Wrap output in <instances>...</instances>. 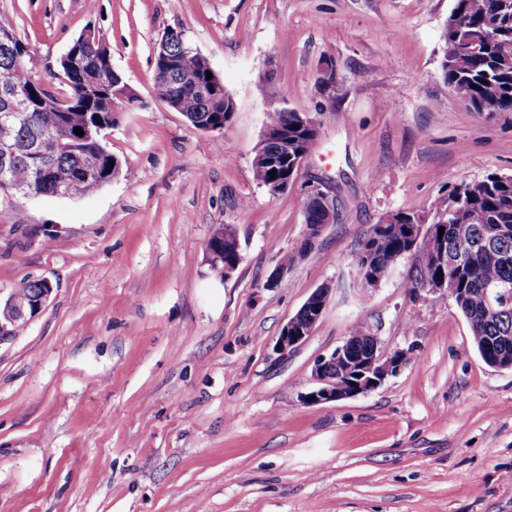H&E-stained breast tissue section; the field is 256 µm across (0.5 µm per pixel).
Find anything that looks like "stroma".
Wrapping results in <instances>:
<instances>
[{"mask_svg": "<svg viewBox=\"0 0 512 512\" xmlns=\"http://www.w3.org/2000/svg\"><path fill=\"white\" fill-rule=\"evenodd\" d=\"M453 6L0 0L34 75L53 79L91 26L149 103L117 113L107 146L121 173L96 193H0V295L53 287L0 341V512H512V370L482 361L451 297L410 292L416 257L374 288L355 264L386 215L512 176V112L470 111L440 74ZM171 30L236 103L221 133L156 96L154 51ZM273 100L318 125L277 194L252 173ZM313 186L337 218L305 255ZM226 224L241 261L222 279L207 244ZM287 254V278L267 287ZM323 286L312 333L281 354L283 325ZM359 325L408 354L402 370L306 403L317 360Z\"/></svg>", "mask_w": 512, "mask_h": 512, "instance_id": "obj_1", "label": "stroma"}]
</instances>
